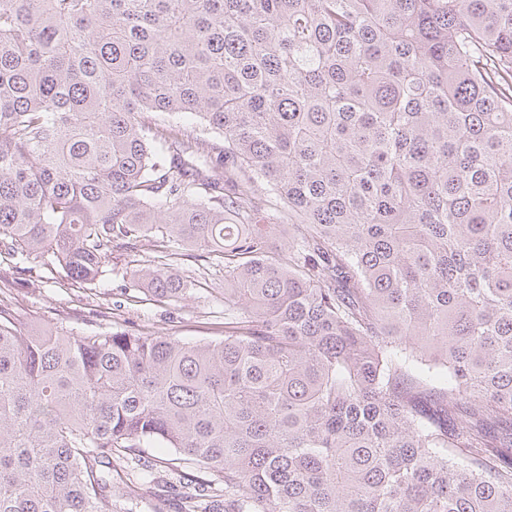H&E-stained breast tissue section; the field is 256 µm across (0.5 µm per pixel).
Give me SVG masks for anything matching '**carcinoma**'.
I'll list each match as a JSON object with an SVG mask.
<instances>
[{
	"instance_id": "cac0c4a2",
	"label": "carcinoma",
	"mask_w": 512,
	"mask_h": 512,
	"mask_svg": "<svg viewBox=\"0 0 512 512\" xmlns=\"http://www.w3.org/2000/svg\"><path fill=\"white\" fill-rule=\"evenodd\" d=\"M114 253L224 268V336L0 289V512H116L109 458L135 512L146 447L179 512H512V0H0V258Z\"/></svg>"
}]
</instances>
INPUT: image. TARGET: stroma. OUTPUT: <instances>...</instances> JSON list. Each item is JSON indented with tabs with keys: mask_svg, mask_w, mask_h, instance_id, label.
<instances>
[{
	"mask_svg": "<svg viewBox=\"0 0 512 512\" xmlns=\"http://www.w3.org/2000/svg\"><path fill=\"white\" fill-rule=\"evenodd\" d=\"M189 291L176 305H161L149 298L125 303L134 281L126 275L124 261H106L92 288L68 281L59 270L34 267L20 271L9 262L0 263V285L11 288L17 299L18 318L30 332L58 328L74 334L124 327L144 329L158 336L184 341L219 338L224 334V274L203 270L184 260Z\"/></svg>",
	"mask_w": 512,
	"mask_h": 512,
	"instance_id": "obj_1",
	"label": "stroma"
}]
</instances>
